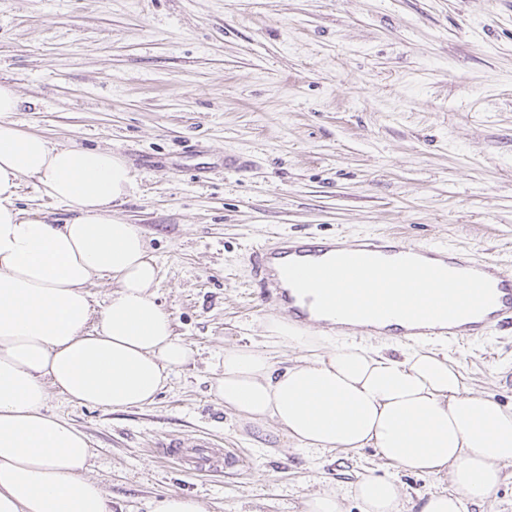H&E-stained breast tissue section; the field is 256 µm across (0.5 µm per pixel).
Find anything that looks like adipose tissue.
<instances>
[{"instance_id": "obj_1", "label": "adipose tissue", "mask_w": 512, "mask_h": 512, "mask_svg": "<svg viewBox=\"0 0 512 512\" xmlns=\"http://www.w3.org/2000/svg\"><path fill=\"white\" fill-rule=\"evenodd\" d=\"M27 181L75 217L25 215L16 201ZM134 189L112 151L0 122V512H112L87 475L86 436L47 413L49 391L84 406L143 407L193 356L155 301L158 266L142 230L112 214ZM106 274L118 287L97 312L88 286ZM266 329L302 358L278 369L255 347L225 349L211 385L225 408L275 424L305 452L371 447L404 470L449 473L453 492L430 494L421 512H468L501 483L512 406L469 391L446 354L396 359L276 317ZM351 494L361 512H402L394 480L366 475Z\"/></svg>"}]
</instances>
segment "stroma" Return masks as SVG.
I'll return each mask as SVG.
<instances>
[{"instance_id": "obj_1", "label": "stroma", "mask_w": 512, "mask_h": 512, "mask_svg": "<svg viewBox=\"0 0 512 512\" xmlns=\"http://www.w3.org/2000/svg\"><path fill=\"white\" fill-rule=\"evenodd\" d=\"M0 115L55 144L112 151L159 268L156 300L194 351L154 402L114 411L51 393L82 431L112 512L168 492L205 512H302L361 476L395 479L420 512L447 474L415 475L377 449L318 458L257 433L209 392L225 348L269 345L279 311L252 283V246L280 234L352 243L394 233L512 265V0H0ZM245 153L247 169L224 168ZM18 206L53 224L69 206L32 184ZM466 388L512 405V332L447 346ZM209 438L236 469L187 468L159 439Z\"/></svg>"}]
</instances>
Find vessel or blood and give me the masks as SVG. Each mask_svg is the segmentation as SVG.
<instances>
[{"instance_id":"b4317fda","label":"vessel or blood","mask_w":512,"mask_h":512,"mask_svg":"<svg viewBox=\"0 0 512 512\" xmlns=\"http://www.w3.org/2000/svg\"><path fill=\"white\" fill-rule=\"evenodd\" d=\"M337 240L314 241L302 237L284 236L273 244L253 248L249 253V265L254 281L261 288L263 297L277 306L286 308L297 325L325 323L329 331L342 335L365 331L376 336H394L400 341L415 343L440 338L448 342H460L481 337L499 329L512 330V268L494 258H474L443 248L422 245L407 247L390 235L367 236L354 241V252L373 254L385 258L413 255L440 265L454 264L466 271H475L487 277L494 288L495 302L484 313L449 324H403L391 329L378 322L336 321L323 322L315 313L311 298L300 297L289 289L280 267L288 261H320L325 253L339 249ZM207 440H200L198 448L185 446L181 441L169 439L159 442L158 447L167 456L181 460L194 468L214 463L212 453L207 452Z\"/></svg>"}]
</instances>
